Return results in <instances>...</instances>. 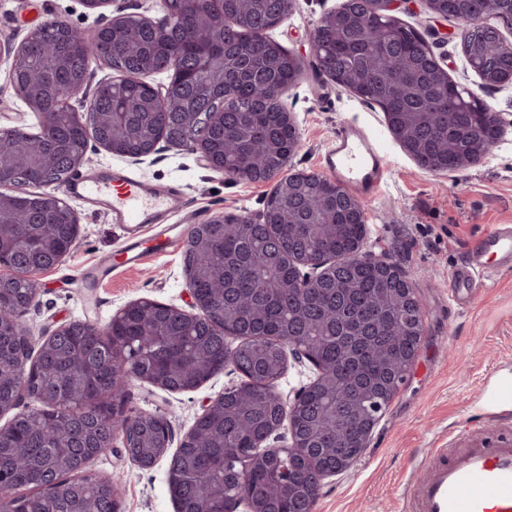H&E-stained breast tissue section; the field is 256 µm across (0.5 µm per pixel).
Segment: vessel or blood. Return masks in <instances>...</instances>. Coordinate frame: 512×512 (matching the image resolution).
I'll use <instances>...</instances> for the list:
<instances>
[{
	"label": "vessel or blood",
	"instance_id": "b4317fda",
	"mask_svg": "<svg viewBox=\"0 0 512 512\" xmlns=\"http://www.w3.org/2000/svg\"><path fill=\"white\" fill-rule=\"evenodd\" d=\"M323 162L359 196L379 194L386 159L358 124L340 125ZM67 193L107 211L128 230L119 254L82 270L80 287H101L113 272L149 264L181 244L183 227L171 221L183 207L177 189L114 171L76 176ZM511 269L512 226L499 224L468 249L451 275L449 292L455 302L468 303L493 272ZM403 499L410 512H512V435L474 436L459 447L435 448L416 458L404 481Z\"/></svg>",
	"mask_w": 512,
	"mask_h": 512
}]
</instances>
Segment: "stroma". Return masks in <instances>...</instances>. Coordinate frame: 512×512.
<instances>
[{"label":"stroma","instance_id":"obj_1","mask_svg":"<svg viewBox=\"0 0 512 512\" xmlns=\"http://www.w3.org/2000/svg\"><path fill=\"white\" fill-rule=\"evenodd\" d=\"M342 2L296 0L293 13L270 32L303 65L282 94L302 128V145L289 166L323 174L321 157L336 128L345 122L364 126L380 139L389 166L380 197L363 203L366 247L397 264L413 283L425 334L415 364L379 420L368 448L347 472L327 479L313 512H402L401 485L412 459L432 448L458 445L468 425L487 420L492 407L485 392L512 385V273L498 276L465 308H455L448 297V276L468 246L493 225H512V87L481 88L456 35L458 20H429L418 0L403 5L399 20L424 36L452 80L478 90L503 125L486 162L448 175L423 170L390 132L377 105L337 87L314 66L310 34L321 17ZM48 19L65 21L89 35L104 21L81 0H0V43L18 44ZM38 121L14 93L9 60L0 59V126L32 132ZM88 154L94 169L120 168L179 186L202 223L221 213L258 214L271 189L267 182L228 179L206 168L198 156L172 147L161 148L142 163L107 155L95 144ZM73 207L81 226L77 249L38 276L36 301L22 319L33 344L70 321L105 326L120 308L141 298L188 308L183 255L178 250L148 267L119 272L98 288L95 299H87L77 284L78 272L122 246L125 230L107 213L81 201H74ZM242 380L230 366L189 392L164 391L133 380L126 387L125 403L132 411L163 415L177 443L208 401ZM86 471L117 478L120 512H176L167 460L144 469L116 446L94 458Z\"/></svg>","mask_w":512,"mask_h":512}]
</instances>
